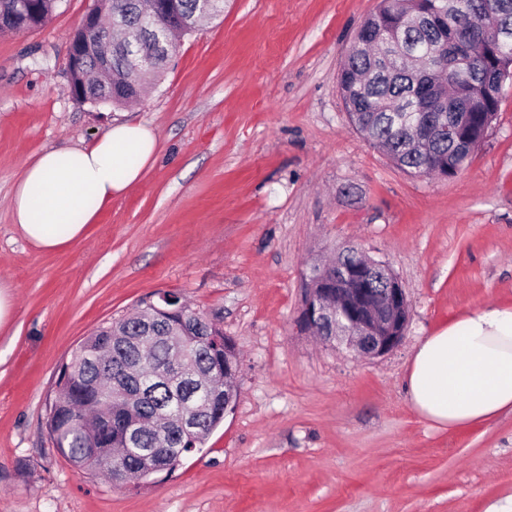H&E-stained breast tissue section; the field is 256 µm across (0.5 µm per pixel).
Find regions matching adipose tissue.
Segmentation results:
<instances>
[{
    "label": "adipose tissue",
    "instance_id": "ef3b65f1",
    "mask_svg": "<svg viewBox=\"0 0 512 512\" xmlns=\"http://www.w3.org/2000/svg\"><path fill=\"white\" fill-rule=\"evenodd\" d=\"M157 152L151 126L119 121L89 145L44 150L22 169L14 221L37 246L57 250L140 181ZM408 389L413 408L440 427L512 412V306L469 311L427 337L413 356Z\"/></svg>",
    "mask_w": 512,
    "mask_h": 512
}]
</instances>
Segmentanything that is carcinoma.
I'll use <instances>...</instances> for the list:
<instances>
[{
    "label": "carcinoma",
    "instance_id": "obj_1",
    "mask_svg": "<svg viewBox=\"0 0 512 512\" xmlns=\"http://www.w3.org/2000/svg\"><path fill=\"white\" fill-rule=\"evenodd\" d=\"M60 0H27L47 22ZM479 22L494 16L512 35V0H462ZM147 0H94L93 10L102 25L109 13L119 14L129 26L139 23ZM166 8L158 22L176 35L194 32L201 0H163ZM375 27L381 31L379 47L358 44L340 67L338 90L353 126L382 149L399 168L416 174L446 161L463 168L472 158L469 144L481 138L496 118L499 100L481 97L473 85L491 80L499 59L490 50L472 51L448 60V82L466 71L464 85L448 103L446 112H416L424 78L414 71L402 50L425 51L451 38V0H381ZM167 58L141 76L130 73L124 57L112 53V99L102 98L96 77L97 58L83 59L74 73L73 97L93 105L123 107L137 97V89L159 77ZM453 125L456 136L435 139L421 150L412 145L408 124ZM238 359L232 340L194 309L172 313L145 298L135 314L98 326L60 368L46 426L57 451L78 469L126 475L125 484L139 487L154 472L148 457L167 449L154 463L172 470L184 458L202 450L208 435L224 419V405L236 394L220 398L198 413L199 430L187 433L178 424L198 389V379L224 378V361Z\"/></svg>",
    "mask_w": 512,
    "mask_h": 512
}]
</instances>
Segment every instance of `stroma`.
Segmentation results:
<instances>
[{"label":"stroma","instance_id":"1","mask_svg":"<svg viewBox=\"0 0 512 512\" xmlns=\"http://www.w3.org/2000/svg\"><path fill=\"white\" fill-rule=\"evenodd\" d=\"M380 0H224L128 107L70 90L67 45L93 0L0 35V512H512V413L457 429L406 392L417 347L512 303V84L455 177L397 168L351 125L337 75ZM145 123L159 155L81 238L30 242L10 202L23 164ZM352 247L405 288L409 321L360 359L297 320L308 263ZM179 293L239 352L235 407L201 452L113 487L46 429L59 368L101 323Z\"/></svg>","mask_w":512,"mask_h":512}]
</instances>
